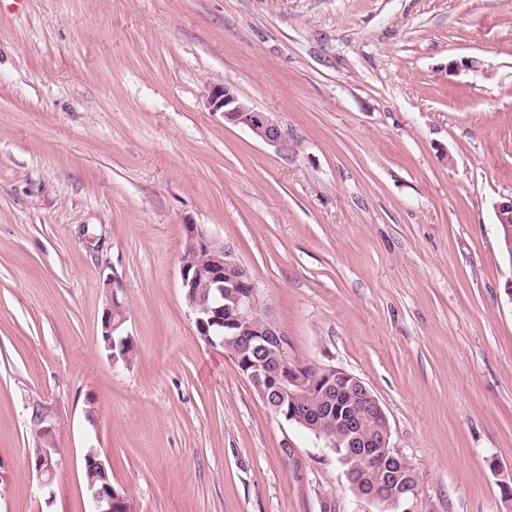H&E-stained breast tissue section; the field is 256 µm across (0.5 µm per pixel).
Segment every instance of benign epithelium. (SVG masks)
Here are the masks:
<instances>
[{"label":"benign epithelium","mask_w":512,"mask_h":512,"mask_svg":"<svg viewBox=\"0 0 512 512\" xmlns=\"http://www.w3.org/2000/svg\"><path fill=\"white\" fill-rule=\"evenodd\" d=\"M207 104L212 111L222 114L224 122L247 128L256 139L271 147L279 149L284 146L280 125L272 113L246 104L230 86L211 88ZM494 210L498 244L501 252L512 264V197L495 204ZM184 229L186 249L194 255L203 256L200 262H183L180 270L181 288L195 326L202 336L207 337L210 335V326L223 325L236 330L235 338L245 342L254 335L253 327L262 325L261 335L272 346V362L266 367L244 364L242 373L257 388L259 397L273 414L280 416V408L284 402H293L317 386L338 398L343 397L357 403L356 408L341 413L339 424L343 427L342 438L331 440L316 434V438L324 442V447L352 448L363 459L374 457V454L367 452L369 448L390 447L388 416L370 388L357 376L336 367L322 368L317 382H309L303 366L288 359L286 334L275 322L268 307L262 304L257 281L238 259L234 249L213 236L203 224H186ZM204 287L214 288L221 294L224 289H231L233 304L227 308L205 305L199 295V289ZM119 288V282L107 280L103 312L105 347L110 351L108 357L114 366L117 361L116 355L111 353L114 348L111 336L118 330L125 331L128 321L126 313L118 318L112 316V306L118 303ZM272 377L276 379L274 391L277 396L268 398L265 385ZM370 419L377 420L383 429L374 438H364L362 430ZM57 468L56 449H37L35 471L41 488L47 489L52 485ZM92 471L102 475L103 480L102 487L93 496L95 512H112V505L120 502L124 495L109 480L105 460H93ZM421 505L420 483L416 482L401 503L402 512H420Z\"/></svg>","instance_id":"7a95c632"}]
</instances>
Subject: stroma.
<instances>
[{"instance_id": "35a3bbf8", "label": "stroma", "mask_w": 512, "mask_h": 512, "mask_svg": "<svg viewBox=\"0 0 512 512\" xmlns=\"http://www.w3.org/2000/svg\"><path fill=\"white\" fill-rule=\"evenodd\" d=\"M224 83L284 150L209 110ZM511 196L512 0H0V512H90L91 445L131 512H356L335 454L198 336L188 224L290 360L371 389L424 512H512ZM112 275L127 368L98 340ZM494 210L498 244L512 265V197L495 204ZM56 448H38L37 464L34 468L39 485L43 489L49 488L57 473L58 459L55 454Z\"/></svg>"}]
</instances>
